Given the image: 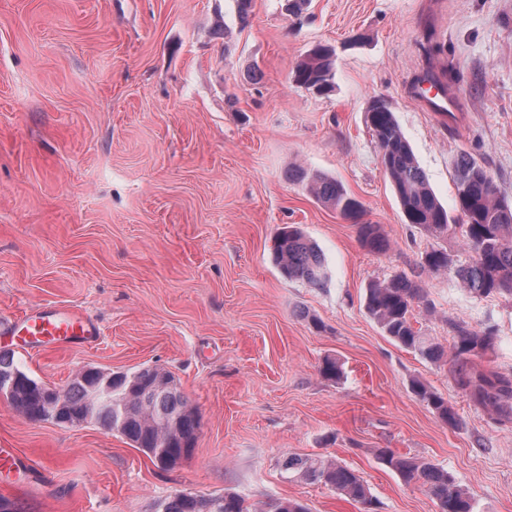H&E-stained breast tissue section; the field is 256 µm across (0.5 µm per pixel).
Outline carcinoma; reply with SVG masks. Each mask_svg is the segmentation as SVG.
Returning a JSON list of instances; mask_svg holds the SVG:
<instances>
[{
  "label": "carcinoma",
  "instance_id": "obj_1",
  "mask_svg": "<svg viewBox=\"0 0 512 512\" xmlns=\"http://www.w3.org/2000/svg\"><path fill=\"white\" fill-rule=\"evenodd\" d=\"M335 77L336 50L326 45L310 50L296 63L291 74L296 86L321 94L332 91ZM367 124L378 143L382 168L390 180L405 223L436 237L461 233L471 253L470 262L455 270L461 286L477 295H512V200L501 195L485 164L464 150L456 156L453 182L460 224H451L448 211L430 186L386 99L378 98L371 103ZM288 177L303 183L323 206L357 224L360 241L365 247L375 252L389 249L390 244L379 226L361 221L363 206L341 181L303 166L292 167ZM272 251L274 262L284 277L312 286L325 282L323 255L299 227L280 228ZM449 263L447 252L433 248L422 256L419 268L436 275L447 271ZM424 297L421 284L406 276H396L368 286L365 308L387 336L422 358L435 361L444 355L442 348L411 321L414 305L423 302ZM450 327L455 332L450 364L456 383L499 424H512V374L479 371L473 362L474 358L493 350L492 332L472 330L457 323ZM18 371L14 354L1 351L0 392L20 405L26 418L35 421L42 416L41 404L23 396L20 388H9L15 383ZM320 373L328 380H337L342 375V364L328 356L322 361ZM156 377L157 372L150 367L130 372L108 384L92 374L75 377L63 389L62 408L53 422L73 425L83 419L89 398L97 390L100 409L94 425L120 434L132 447L146 452L155 464L166 458L177 460L194 448L198 417L174 384L156 390L150 402L151 415L172 420L173 428L166 430L153 425L138 413L134 408L136 392L152 387ZM413 391L445 422L456 425L455 414L443 397L419 381L413 382ZM377 459L396 471L405 482L423 487L435 500L438 512H475L469 493L448 472L432 463L398 455L390 448L379 449ZM282 470L288 479L323 483L365 509L371 505L362 477L339 462L316 455H292L283 460ZM160 507L161 512H250L244 501L232 494L202 496L179 492L161 502Z\"/></svg>",
  "mask_w": 512,
  "mask_h": 512
}]
</instances>
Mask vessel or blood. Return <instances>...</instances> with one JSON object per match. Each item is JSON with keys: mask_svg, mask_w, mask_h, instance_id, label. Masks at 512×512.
Instances as JSON below:
<instances>
[{"mask_svg": "<svg viewBox=\"0 0 512 512\" xmlns=\"http://www.w3.org/2000/svg\"><path fill=\"white\" fill-rule=\"evenodd\" d=\"M411 98L430 112H447L450 100L445 82L427 72L416 75L409 87ZM0 328L19 330L31 336L34 342L45 340L62 344L95 339L98 329L86 315L61 308L52 312L34 311L14 319H0Z\"/></svg>", "mask_w": 512, "mask_h": 512, "instance_id": "1", "label": "vessel or blood"}]
</instances>
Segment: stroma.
<instances>
[{"instance_id":"obj_1","label":"stroma","mask_w":512,"mask_h":512,"mask_svg":"<svg viewBox=\"0 0 512 512\" xmlns=\"http://www.w3.org/2000/svg\"><path fill=\"white\" fill-rule=\"evenodd\" d=\"M318 44L336 48L327 96L289 77ZM427 69L455 98L453 120L407 96ZM380 97L445 207L463 150L512 199V0H312L297 19L284 0H252L245 22L236 0H0V317L65 307L99 331L39 350L1 334L0 351L55 386L89 367L159 368L199 419L191 455L164 470L119 434L32 421L0 399V448L19 462L0 497L22 512H158L179 492L361 512L324 484L284 478V458L312 454L356 470L375 512H437L379 463L389 448L447 471L476 512H512V424L364 307L370 283L414 277L426 250L454 267L471 258L461 236L404 223L366 124ZM296 165L341 180L389 249L365 248L357 225L290 181ZM288 224L321 248L324 286L274 265ZM422 281L414 327L447 352L452 324L492 329L495 349L476 364L512 373V295H473L453 270ZM328 355L340 381L319 372ZM413 391L415 394L433 408L438 415L449 425H456V417L451 407L448 406V402L441 396L430 391L420 381L413 382Z\"/></svg>"}]
</instances>
